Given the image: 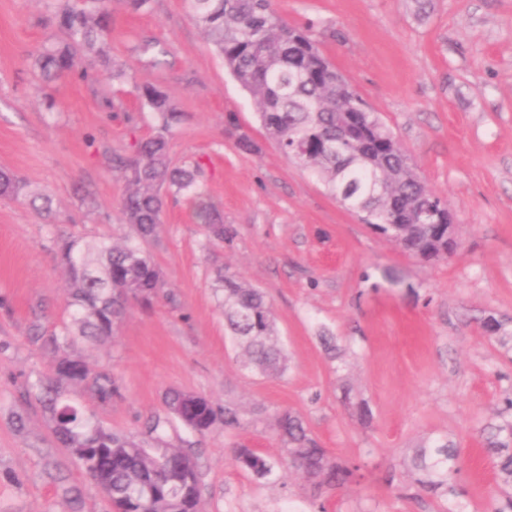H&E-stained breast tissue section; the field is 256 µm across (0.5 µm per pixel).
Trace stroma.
Masks as SVG:
<instances>
[{
    "label": "stroma",
    "mask_w": 512,
    "mask_h": 512,
    "mask_svg": "<svg viewBox=\"0 0 512 512\" xmlns=\"http://www.w3.org/2000/svg\"><path fill=\"white\" fill-rule=\"evenodd\" d=\"M274 7L289 24L312 26L320 50L447 203L455 251L431 261L406 254L287 159L183 0H151L139 12L112 0L104 50L122 76L82 80L91 60L76 54L72 73L50 88L51 112L32 54L62 43L54 11L46 0H0V169L47 193L55 215L49 224L26 202L0 198V512L109 508L35 398L49 358L30 334L70 318L54 239L135 237L119 221L125 183L111 157L156 125L135 96L148 84L182 112L173 161L200 165L233 237L209 245L191 204L169 199L148 244L164 274L160 298L131 305L110 339L75 344L121 395L103 406L77 388L71 399L137 440L159 420L161 440L197 465L199 512H310V486L288 468L275 427L285 411L331 458L365 464L360 484L324 494L327 512H437L439 499L405 467L414 448L436 440L460 450L459 512H485L499 496L483 430L512 397V348L499 342L512 334V0ZM147 41L165 48L160 66L141 57ZM230 114L257 153L238 150L224 126ZM220 268L265 293L283 375L244 368L219 306ZM490 318L500 335L485 330ZM172 391L204 395L237 420L198 434L168 414ZM236 447L266 458L272 475L242 469Z\"/></svg>",
    "instance_id": "stroma-1"
}]
</instances>
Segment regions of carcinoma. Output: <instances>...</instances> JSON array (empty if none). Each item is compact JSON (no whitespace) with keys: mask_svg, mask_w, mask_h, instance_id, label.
I'll use <instances>...</instances> for the list:
<instances>
[{"mask_svg":"<svg viewBox=\"0 0 512 512\" xmlns=\"http://www.w3.org/2000/svg\"><path fill=\"white\" fill-rule=\"evenodd\" d=\"M55 14L64 34L63 43L37 52L35 66L49 84L72 67L74 52L96 50L112 77L123 69L110 64L101 46L111 35L112 0H62ZM186 12L207 35L225 68L247 90L266 135L277 141L282 153L309 170L330 195L350 209L368 214L367 223L404 249L425 259L448 255V207L437 208L438 224H423L420 211L425 197L442 200L427 190L391 132L364 104L357 92L336 72L319 50L312 29L288 24L272 8L271 0H184ZM143 107L158 117L145 139L133 145L132 155L115 159L126 182L120 202V221L130 225L139 242L117 245L110 237L87 241L81 236L56 240L55 251L67 275L71 321L49 334L34 333L33 341L50 352L52 365L40 380L38 400L48 415L53 433L100 488L118 512H198L199 475L195 463L177 448H159L112 432L88 417L68 399L71 389L89 388L102 405L119 395L112 376L93 371L74 352L75 338L102 340L112 336L115 323L128 306L127 295L149 304L164 287V276L144 243L154 238L166 197H183L194 209L210 239L222 242L230 233L224 218L209 200L198 172L176 165L170 140L182 120L167 92L158 85L137 88ZM356 115L362 135L341 149L336 140ZM227 130L238 148L254 153L252 137L227 118ZM0 196L24 199L43 216L52 214L49 198L29 190V185L9 170L0 169ZM224 320L246 357L245 367L279 374L286 357L275 340L273 313L264 292L236 276L218 271ZM170 415L197 432L219 421L232 424L235 412L219 416L204 396L189 398L183 391L168 394ZM512 400L498 413L501 422L486 438L488 449L499 459L497 480L501 498L492 500L488 512H512ZM277 429L287 445L288 464L305 475L323 493L356 483L364 464L336 461L310 436L302 420L291 412L277 417ZM236 460L261 475L272 466L248 448L234 449ZM410 466L421 472V487L452 497L461 472L458 449L435 442L414 450Z\"/></svg>","mask_w":512,"mask_h":512,"instance_id":"carcinoma-1","label":"carcinoma"}]
</instances>
